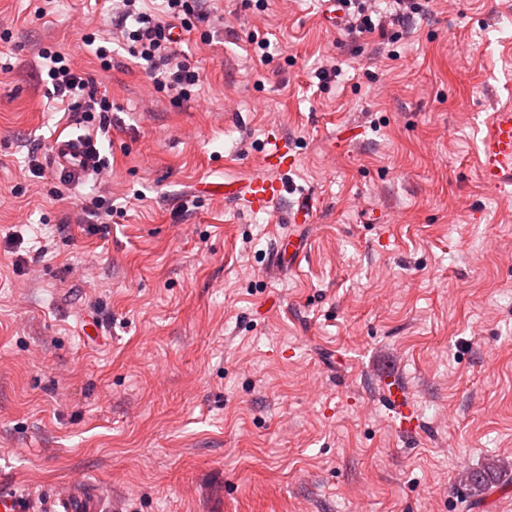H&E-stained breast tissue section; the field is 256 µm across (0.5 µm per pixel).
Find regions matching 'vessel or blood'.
<instances>
[{"label": "vessel or blood", "mask_w": 512, "mask_h": 512, "mask_svg": "<svg viewBox=\"0 0 512 512\" xmlns=\"http://www.w3.org/2000/svg\"><path fill=\"white\" fill-rule=\"evenodd\" d=\"M481 174L485 182L502 184L512 181V108L494 113L487 124L480 147ZM100 163L94 143L84 139H61L52 151V166L63 179L77 182L93 173ZM295 157L286 138L267 140L263 148L262 164L265 174L235 184L227 192L228 198L246 204L252 211L266 208L283 192V185L273 174L293 166ZM384 404L392 409L401 432L416 431L419 421L416 410L399 377H391L384 392ZM49 512H102L100 500L85 493L80 483L69 484L65 493L53 497Z\"/></svg>", "instance_id": "b4317fda"}]
</instances>
